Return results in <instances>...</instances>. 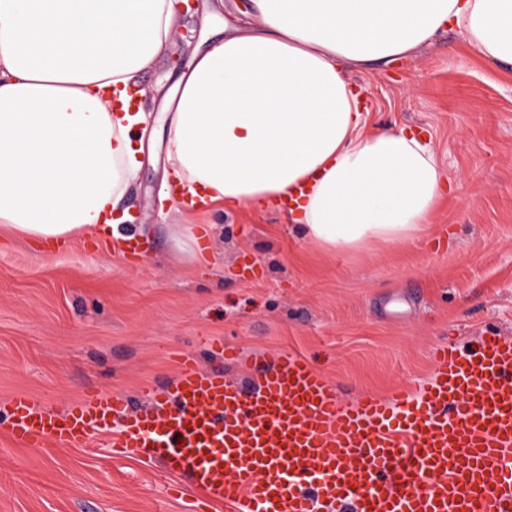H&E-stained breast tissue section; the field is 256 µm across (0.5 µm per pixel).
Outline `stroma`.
<instances>
[{
    "mask_svg": "<svg viewBox=\"0 0 512 512\" xmlns=\"http://www.w3.org/2000/svg\"><path fill=\"white\" fill-rule=\"evenodd\" d=\"M177 15L171 47L138 78L149 120L142 165L121 200L127 259L103 239L52 250L0 227V512H226L186 491L164 493L159 464L102 444L47 452L16 444L4 415L28 395L60 410L96 392L146 404V386L184 363L256 381L265 360L301 353L349 402L414 392L434 351L488 332L512 340V64L476 55L456 31L413 57L352 72L368 126L428 131L453 191L419 236L328 251L282 213L218 211L206 269L175 245L182 213L165 200V135L156 118L217 28L206 13L247 0H205ZM238 360H224L225 346Z\"/></svg>",
    "mask_w": 512,
    "mask_h": 512,
    "instance_id": "obj_1",
    "label": "stroma"
}]
</instances>
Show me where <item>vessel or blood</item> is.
I'll return each mask as SVG.
<instances>
[{
  "mask_svg": "<svg viewBox=\"0 0 512 512\" xmlns=\"http://www.w3.org/2000/svg\"><path fill=\"white\" fill-rule=\"evenodd\" d=\"M416 396L339 400L302 356L281 353L246 385L184 366L131 408L95 393L63 414L10 400L30 448H85L159 463L227 512H512V341L445 345Z\"/></svg>",
  "mask_w": 512,
  "mask_h": 512,
  "instance_id": "vessel-or-blood-1",
  "label": "vessel or blood"
}]
</instances>
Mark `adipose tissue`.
Instances as JSON below:
<instances>
[{"label": "adipose tissue", "mask_w": 512, "mask_h": 512, "mask_svg": "<svg viewBox=\"0 0 512 512\" xmlns=\"http://www.w3.org/2000/svg\"><path fill=\"white\" fill-rule=\"evenodd\" d=\"M173 0H0V224L32 242L112 237L140 166L137 77ZM512 63V0H250L196 53L164 121L176 210L287 206L331 251L412 240L451 185L425 136L372 130L351 71L446 30Z\"/></svg>", "instance_id": "ef3b65f1"}]
</instances>
